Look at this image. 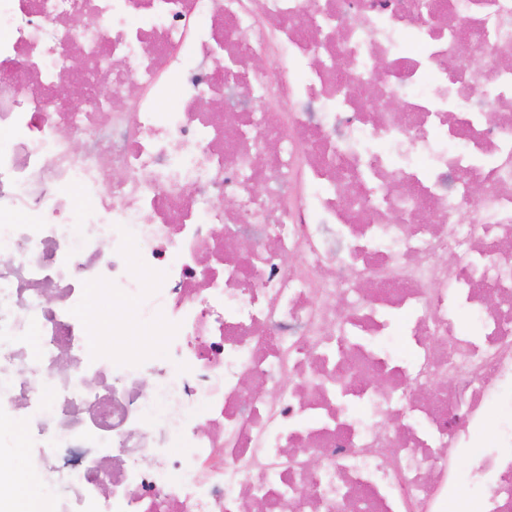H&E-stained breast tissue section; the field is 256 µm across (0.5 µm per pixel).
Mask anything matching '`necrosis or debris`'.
Listing matches in <instances>:
<instances>
[{
    "label": "necrosis or debris",
    "instance_id": "necrosis-or-debris-1",
    "mask_svg": "<svg viewBox=\"0 0 512 512\" xmlns=\"http://www.w3.org/2000/svg\"><path fill=\"white\" fill-rule=\"evenodd\" d=\"M505 388L512 0H0V422L49 512H512Z\"/></svg>",
    "mask_w": 512,
    "mask_h": 512
}]
</instances>
